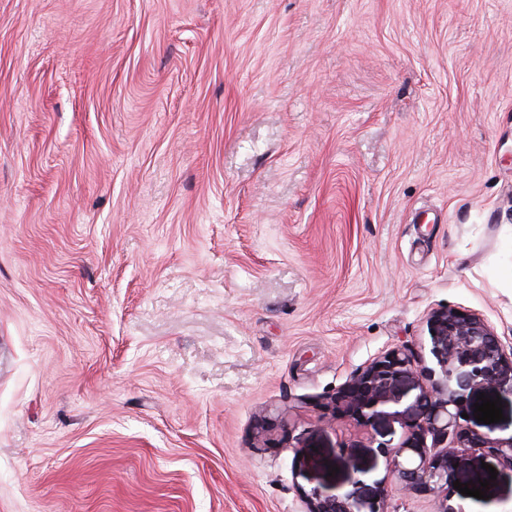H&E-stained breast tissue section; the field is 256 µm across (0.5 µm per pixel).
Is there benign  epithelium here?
Returning a JSON list of instances; mask_svg holds the SVG:
<instances>
[{
	"mask_svg": "<svg viewBox=\"0 0 512 512\" xmlns=\"http://www.w3.org/2000/svg\"><path fill=\"white\" fill-rule=\"evenodd\" d=\"M431 322L439 376L430 385L414 383L412 395L404 389V380L413 375L412 359L397 349L357 371L329 402L340 416L359 424L386 417L403 422V439L386 451L403 491L447 490L453 464L470 448H482L512 467V436L489 437L462 423L468 391L493 387L512 395V352L505 353L492 327L470 310L440 309ZM429 439L437 448L432 455L427 453ZM367 474L351 465L346 478L351 489L311 488L305 492L307 512H383L380 501L356 495Z\"/></svg>",
	"mask_w": 512,
	"mask_h": 512,
	"instance_id": "obj_1",
	"label": "benign epithelium"
}]
</instances>
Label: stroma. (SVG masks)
I'll return each instance as SVG.
<instances>
[{
    "instance_id": "obj_1",
    "label": "stroma",
    "mask_w": 512,
    "mask_h": 512,
    "mask_svg": "<svg viewBox=\"0 0 512 512\" xmlns=\"http://www.w3.org/2000/svg\"><path fill=\"white\" fill-rule=\"evenodd\" d=\"M507 266L512 0H0V512H512L325 408L441 308L512 347ZM346 482L353 490L339 491L335 493L324 491L319 487H313L305 492L307 512H384L380 499L374 501L376 496L362 498L356 495L358 485L365 484V478L369 470L360 469L355 465L347 468Z\"/></svg>"
}]
</instances>
